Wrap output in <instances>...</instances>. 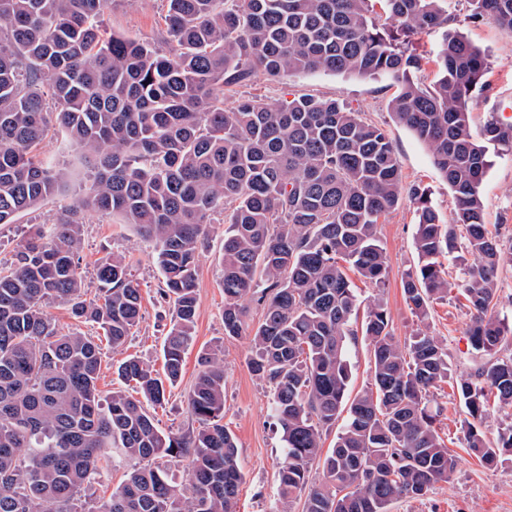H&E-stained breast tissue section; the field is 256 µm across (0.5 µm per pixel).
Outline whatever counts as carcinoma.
<instances>
[{"label": "carcinoma", "instance_id": "cac0c4a2", "mask_svg": "<svg viewBox=\"0 0 512 512\" xmlns=\"http://www.w3.org/2000/svg\"><path fill=\"white\" fill-rule=\"evenodd\" d=\"M175 53L159 54L106 32L109 0H0V224L54 195L66 172L41 156L50 119L93 161L84 195L42 224L15 261L0 267V512H235L242 473L224 426V359L199 357L188 398L195 432L162 431L145 404L160 405L181 377L194 333L199 248L224 215V335L247 328L244 301L258 296L252 371L272 393L283 432L277 512H390L455 467L435 426L431 390L450 377L448 349L418 332L399 343L381 300L358 320L349 273L385 286L380 217L403 196L416 206L415 269L403 280L419 317L455 289L467 301L472 350L489 357L456 385L464 439L480 462L512 457V425L487 439L483 423L512 407V357H496L512 326L493 314L498 272L512 244L483 221L489 154L512 149V124H470L474 90H492L484 52L444 34L436 80L421 85L427 57L412 36L448 29V0H381L394 26H379L370 0H168ZM471 18L512 30V0H469ZM354 74L397 88L395 119L429 151L456 204L445 224L428 190L403 185L386 131L337 100L250 99L224 107V87L255 72ZM119 214L153 244L173 323L164 369L129 357L119 375L139 396L101 395V345L62 335L44 314L52 299L99 326L112 347L141 319L139 284L125 259L101 260L87 296L79 264L85 211ZM463 239L473 257L455 282L440 258ZM372 349L370 386L349 397L348 341ZM343 420L322 453L323 429ZM134 462L124 483L95 507L81 501L115 459ZM188 460V482L170 465ZM322 460L324 480L308 486Z\"/></svg>", "mask_w": 512, "mask_h": 512}]
</instances>
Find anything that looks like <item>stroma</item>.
Here are the masks:
<instances>
[{"label":"stroma","instance_id":"stroma-1","mask_svg":"<svg viewBox=\"0 0 512 512\" xmlns=\"http://www.w3.org/2000/svg\"><path fill=\"white\" fill-rule=\"evenodd\" d=\"M449 2L452 15L449 31L463 34L484 51L490 62L487 78L492 84L491 92H473L469 102L470 123L477 129L491 115L504 118L512 114V30L489 21H471L468 0ZM166 10V0H112L101 20L108 32L167 53L172 46L162 22ZM394 94V88L380 79L325 72L272 77L259 72L250 81L225 90L224 104L230 107L237 100L247 98L276 104L299 97L346 102L365 121L387 131L404 183L427 187L442 220H451L453 196L433 166L425 146L394 118L391 111ZM43 149L56 155L67 168L69 182L36 208L20 213L14 223L0 224L1 265H8L14 259L35 225L52 222L75 203L93 172L80 148L71 145L58 129H50ZM490 159L492 165L481 187L484 222L507 244L512 242V153L494 152ZM415 221V206L406 197L381 219L378 236L387 257L386 283L381 289L358 283L357 295L365 306L373 299H382L398 340L422 330L446 344L451 371L448 380L435 391L441 406L437 428L457 465L448 480L435 483L421 497L398 500L392 512H512V462L484 467L469 454L464 440L466 414L456 394V383L477 368L474 354L467 345L469 310L465 300L457 293H449L448 297L434 302L423 319L417 317L405 301L402 279L417 262L413 245ZM225 229L223 216H216L198 259V310L193 343L185 356L181 379L168 388L165 403L154 407L152 414L159 428L168 433L198 429V422L188 411V394L199 370V354L221 349L224 354V423L236 438L244 475L236 512H271L277 498L282 432L270 415L271 392L250 367V331L261 322L263 306L254 300L248 301L247 331L233 338L225 336L220 265ZM112 256L125 258L139 283L142 319L123 347L115 350L107 345L103 348L98 387L105 394L121 388L117 368L127 357L136 356L154 369L162 368L163 341L172 319L171 309L161 297L162 277L154 261L151 242L132 226L124 224L120 216L86 214L79 250L83 270L92 271L97 261Z\"/></svg>","mask_w":512,"mask_h":512}]
</instances>
